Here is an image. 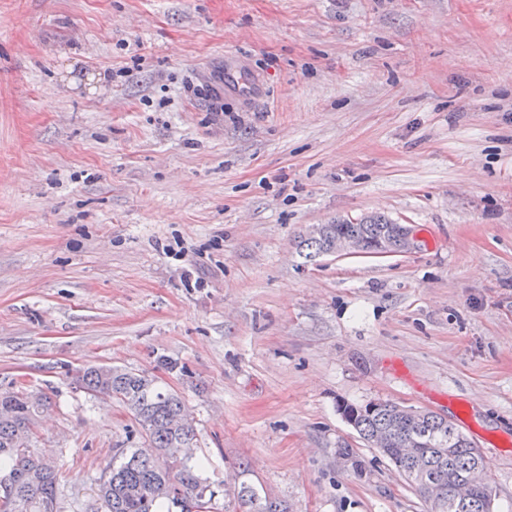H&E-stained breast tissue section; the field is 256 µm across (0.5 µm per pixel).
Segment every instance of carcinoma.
I'll use <instances>...</instances> for the list:
<instances>
[{"instance_id":"1","label":"carcinoma","mask_w":512,"mask_h":512,"mask_svg":"<svg viewBox=\"0 0 512 512\" xmlns=\"http://www.w3.org/2000/svg\"><path fill=\"white\" fill-rule=\"evenodd\" d=\"M385 232H395V225L382 216L355 224L338 221L301 236L296 247L311 261L327 253L336 238L345 237L364 244L361 252L372 253ZM76 382L94 395L126 405L149 446L146 452L137 448L125 453L120 463L109 466L99 488L105 512H162L166 505L179 512H217L215 491L193 464L196 428L176 392L158 387L145 373L112 366L80 369ZM50 405L45 394L0 393V512H56L55 465L32 448L36 419ZM339 411L350 416L352 428L365 441L379 431L392 432L380 454L405 477L429 512H490V487L483 482L473 485L466 506L456 500L457 479L477 465L485 469V460L448 419L427 411L409 415L386 400L346 403ZM234 501L237 508L231 511L226 504L224 512H288L285 503L261 495L249 480L239 484Z\"/></svg>"}]
</instances>
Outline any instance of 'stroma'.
Returning a JSON list of instances; mask_svg holds the SVG:
<instances>
[{
    "instance_id": "stroma-1",
    "label": "stroma",
    "mask_w": 512,
    "mask_h": 512,
    "mask_svg": "<svg viewBox=\"0 0 512 512\" xmlns=\"http://www.w3.org/2000/svg\"><path fill=\"white\" fill-rule=\"evenodd\" d=\"M371 215L413 247L299 255ZM92 365L182 397L216 494L427 512L338 409L388 400L512 512V0H0V391L52 398L57 512L146 445Z\"/></svg>"
}]
</instances>
